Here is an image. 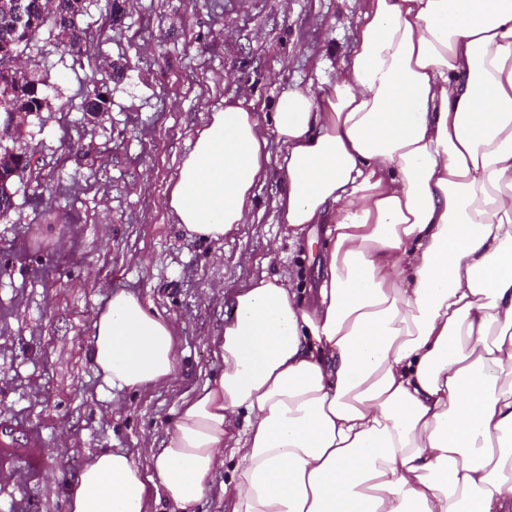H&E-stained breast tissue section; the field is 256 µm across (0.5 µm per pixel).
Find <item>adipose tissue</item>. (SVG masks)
I'll return each mask as SVG.
<instances>
[{"label":"adipose tissue","instance_id":"ef3b65f1","mask_svg":"<svg viewBox=\"0 0 512 512\" xmlns=\"http://www.w3.org/2000/svg\"><path fill=\"white\" fill-rule=\"evenodd\" d=\"M272 119L211 112L168 207L221 241L276 161L283 223L326 227L312 299L254 277L164 447L92 455L69 512H195L226 468L231 512H512V0H363L334 82ZM93 326L113 390L177 379L176 326L135 294Z\"/></svg>","mask_w":512,"mask_h":512}]
</instances>
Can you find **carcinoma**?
Instances as JSON below:
<instances>
[{
    "label": "carcinoma",
    "instance_id": "obj_1",
    "mask_svg": "<svg viewBox=\"0 0 512 512\" xmlns=\"http://www.w3.org/2000/svg\"><path fill=\"white\" fill-rule=\"evenodd\" d=\"M86 11L85 0H29L28 18L20 23L12 11L0 9V57L20 56L22 49L45 27L57 33L68 34L72 55L82 54L86 44V32L79 19ZM47 77L32 68L16 66L8 71L0 70V97L12 101L13 111L30 113L42 98L41 86ZM80 111L91 117L108 111V97L99 93L86 94Z\"/></svg>",
    "mask_w": 512,
    "mask_h": 512
}]
</instances>
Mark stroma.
<instances>
[{
    "label": "stroma",
    "instance_id": "1",
    "mask_svg": "<svg viewBox=\"0 0 512 512\" xmlns=\"http://www.w3.org/2000/svg\"><path fill=\"white\" fill-rule=\"evenodd\" d=\"M86 5L82 55L48 28L24 53L49 86L17 138L35 164L0 217V512H67L68 485L104 449L148 464L183 396L218 371L231 297L264 270L319 281L324 231L281 223L277 164L255 187L249 223L221 242L189 236L166 200L195 131L225 101L267 126L284 89L333 81L361 0H125L113 26L107 0ZM95 90L109 110L92 119L79 106ZM120 289L177 327L181 370L168 388L115 394L95 371L94 314ZM30 445L33 468L11 454Z\"/></svg>",
    "mask_w": 512,
    "mask_h": 512
}]
</instances>
